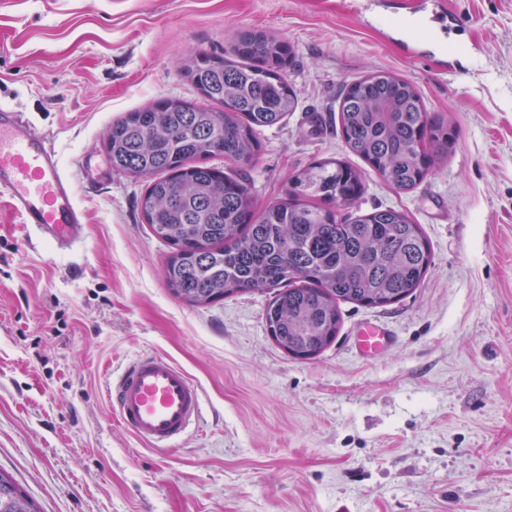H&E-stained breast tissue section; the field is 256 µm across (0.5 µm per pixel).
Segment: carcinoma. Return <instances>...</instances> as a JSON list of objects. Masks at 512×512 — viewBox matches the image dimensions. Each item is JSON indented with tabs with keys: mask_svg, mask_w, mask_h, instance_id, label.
Segmentation results:
<instances>
[{
	"mask_svg": "<svg viewBox=\"0 0 512 512\" xmlns=\"http://www.w3.org/2000/svg\"><path fill=\"white\" fill-rule=\"evenodd\" d=\"M290 54L277 36L247 30L224 56H188L183 73L202 101L166 98L127 112L112 124L106 149L112 168L149 180L138 206L171 248L163 271L171 294L192 307L267 294L269 335L304 360L336 340L342 304L379 308L411 295L432 253L406 213L360 210L362 173L340 159L297 171L281 200L254 209L248 174L259 158L258 135L298 105L285 75ZM339 117L349 151L404 192L424 181L451 144L444 118L388 70L346 84ZM216 156L232 173L206 165ZM0 512H40L2 470Z\"/></svg>",
	"mask_w": 512,
	"mask_h": 512,
	"instance_id": "cac0c4a2",
	"label": "carcinoma"
}]
</instances>
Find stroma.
Here are the masks:
<instances>
[{"mask_svg":"<svg viewBox=\"0 0 512 512\" xmlns=\"http://www.w3.org/2000/svg\"><path fill=\"white\" fill-rule=\"evenodd\" d=\"M446 5V29L411 56L370 19L413 20L426 0H0V105L87 171L77 251L30 236L0 197V469L40 512H512V0ZM245 29L292 45L299 94L260 134L255 206L342 157L364 170L360 207L406 212L432 247L411 296L343 304L335 342L308 361L271 340L264 295L199 308L171 295L169 249L137 209L147 181L104 149L123 113L197 99L182 59ZM375 69L413 82L455 136L409 192L340 134L341 85ZM364 322L394 333L371 360L354 346ZM145 350L183 367L208 407L176 453L109 415L108 370Z\"/></svg>","mask_w":512,"mask_h":512,"instance_id":"stroma-1","label":"stroma"}]
</instances>
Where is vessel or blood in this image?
<instances>
[{
    "label": "vessel or blood",
    "instance_id": "vessel-or-blood-1",
    "mask_svg": "<svg viewBox=\"0 0 512 512\" xmlns=\"http://www.w3.org/2000/svg\"><path fill=\"white\" fill-rule=\"evenodd\" d=\"M82 166L65 168L49 133L11 108L0 106V196L35 236L64 251L85 243L89 226L75 195ZM393 342L385 326L366 323L357 332L360 355L372 359ZM106 398L117 423L151 449L172 452L200 432L206 407L200 387L169 357L156 352L132 356Z\"/></svg>",
    "mask_w": 512,
    "mask_h": 512
}]
</instances>
